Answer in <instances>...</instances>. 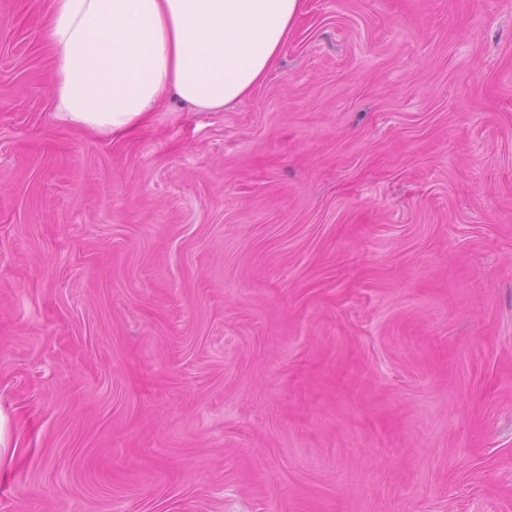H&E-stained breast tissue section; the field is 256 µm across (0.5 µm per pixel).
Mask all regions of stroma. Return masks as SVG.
<instances>
[{
    "mask_svg": "<svg viewBox=\"0 0 512 512\" xmlns=\"http://www.w3.org/2000/svg\"><path fill=\"white\" fill-rule=\"evenodd\" d=\"M0 0V512H512V0H305L221 111L53 116Z\"/></svg>",
    "mask_w": 512,
    "mask_h": 512,
    "instance_id": "obj_1",
    "label": "stroma"
}]
</instances>
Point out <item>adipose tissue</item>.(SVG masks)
Segmentation results:
<instances>
[{
  "label": "adipose tissue",
  "mask_w": 512,
  "mask_h": 512,
  "mask_svg": "<svg viewBox=\"0 0 512 512\" xmlns=\"http://www.w3.org/2000/svg\"><path fill=\"white\" fill-rule=\"evenodd\" d=\"M304 0H48L55 118L117 137L168 96L219 111L276 64Z\"/></svg>",
  "instance_id": "adipose-tissue-1"
}]
</instances>
